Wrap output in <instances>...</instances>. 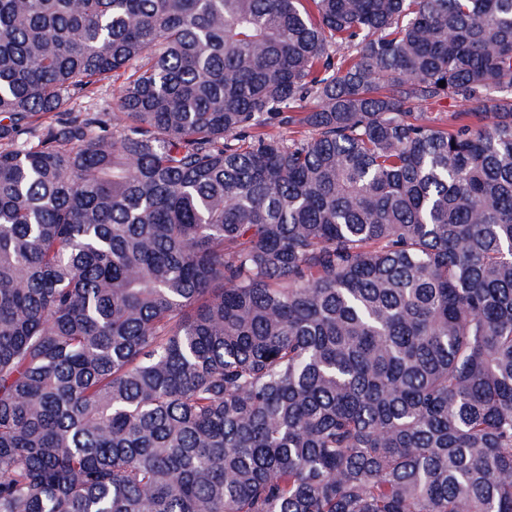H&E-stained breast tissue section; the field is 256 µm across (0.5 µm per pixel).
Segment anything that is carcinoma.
Instances as JSON below:
<instances>
[{"mask_svg": "<svg viewBox=\"0 0 512 512\" xmlns=\"http://www.w3.org/2000/svg\"><path fill=\"white\" fill-rule=\"evenodd\" d=\"M0 512H512V0H0ZM120 81L111 79L99 83L98 91L91 98H81L76 101L77 109L88 107L106 108L111 110L117 103L120 95Z\"/></svg>", "mask_w": 512, "mask_h": 512, "instance_id": "1", "label": "carcinoma"}]
</instances>
